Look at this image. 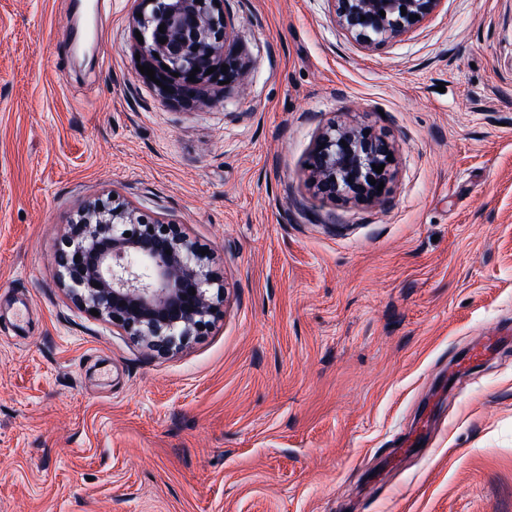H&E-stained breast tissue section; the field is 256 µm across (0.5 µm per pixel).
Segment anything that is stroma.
<instances>
[{
    "instance_id": "stroma-1",
    "label": "stroma",
    "mask_w": 512,
    "mask_h": 512,
    "mask_svg": "<svg viewBox=\"0 0 512 512\" xmlns=\"http://www.w3.org/2000/svg\"><path fill=\"white\" fill-rule=\"evenodd\" d=\"M136 5L100 0L84 55L71 0H0V512H512V0L376 47L333 0H224L246 85L182 100ZM334 121L392 143L385 199L316 191ZM115 196L224 283L179 350L52 276Z\"/></svg>"
}]
</instances>
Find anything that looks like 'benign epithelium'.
<instances>
[{"label": "benign epithelium", "instance_id": "benign-epithelium-1", "mask_svg": "<svg viewBox=\"0 0 512 512\" xmlns=\"http://www.w3.org/2000/svg\"><path fill=\"white\" fill-rule=\"evenodd\" d=\"M442 0H334L336 21L366 46L394 39L433 14ZM385 15H380V12ZM134 17L155 78L175 94L198 85L243 84L247 69L232 50L234 31L224 0H138ZM416 19H410V16ZM164 32H159V27ZM166 43H159V39ZM227 72H222V65ZM195 81H189L193 68ZM216 71L206 74L207 69ZM394 149L368 126L331 124L309 158L318 191L330 198L380 200L388 188ZM384 165L376 173L372 165ZM376 184H370V180ZM171 254H166V251ZM52 275L85 311L99 312L126 334L160 353L179 348L219 309L224 283L179 224L148 222L117 199L87 203L57 249Z\"/></svg>", "mask_w": 512, "mask_h": 512}]
</instances>
